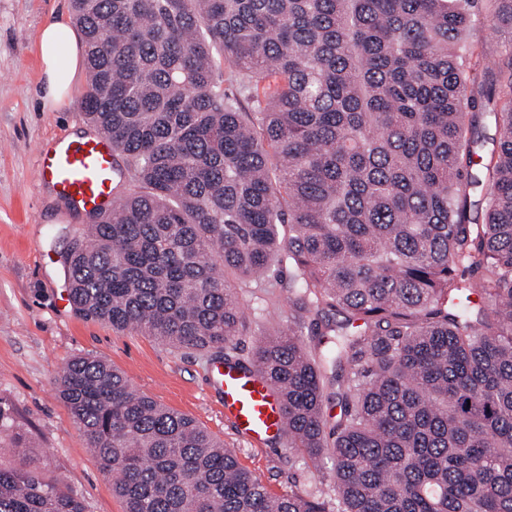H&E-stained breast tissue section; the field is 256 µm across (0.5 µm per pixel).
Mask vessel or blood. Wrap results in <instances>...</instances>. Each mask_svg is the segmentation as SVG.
I'll list each match as a JSON object with an SVG mask.
<instances>
[{"label": "vessel or blood", "instance_id": "1", "mask_svg": "<svg viewBox=\"0 0 512 512\" xmlns=\"http://www.w3.org/2000/svg\"><path fill=\"white\" fill-rule=\"evenodd\" d=\"M114 158L112 142L104 135L61 137L39 150L37 171L60 196L88 212L112 203ZM213 371L224 396V413L239 433L262 443L282 432L281 405L263 372L227 363L216 364Z\"/></svg>", "mask_w": 512, "mask_h": 512}]
</instances>
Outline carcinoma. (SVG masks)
<instances>
[{
  "label": "carcinoma",
  "instance_id": "1",
  "mask_svg": "<svg viewBox=\"0 0 512 512\" xmlns=\"http://www.w3.org/2000/svg\"><path fill=\"white\" fill-rule=\"evenodd\" d=\"M72 5L81 109L123 156L112 212L65 257L74 310L228 364L254 322L286 447L333 463L327 488L274 496L195 419L77 356L59 395L127 512H512V49L470 80L476 0ZM26 448L0 397V456ZM0 512L85 510L0 460ZM480 132L482 135L486 136V139L478 142L477 145H475V151L477 152V155H474V160L478 163V166L476 167L483 169V167L489 164L492 150L495 147L491 139L495 134L493 119H486L482 124Z\"/></svg>",
  "mask_w": 512,
  "mask_h": 512
}]
</instances>
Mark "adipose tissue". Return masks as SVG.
Segmentation results:
<instances>
[{
	"label": "adipose tissue",
	"instance_id": "obj_1",
	"mask_svg": "<svg viewBox=\"0 0 512 512\" xmlns=\"http://www.w3.org/2000/svg\"><path fill=\"white\" fill-rule=\"evenodd\" d=\"M42 63V102L49 108L66 104L69 88L83 59V44L65 19L44 25L38 35Z\"/></svg>",
	"mask_w": 512,
	"mask_h": 512
}]
</instances>
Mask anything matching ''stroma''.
I'll list each match as a JSON object with an SVG mask.
<instances>
[{
    "label": "stroma",
    "mask_w": 512,
    "mask_h": 512,
    "mask_svg": "<svg viewBox=\"0 0 512 512\" xmlns=\"http://www.w3.org/2000/svg\"><path fill=\"white\" fill-rule=\"evenodd\" d=\"M493 10L491 0H480L468 34L473 62L512 46L507 30L489 28ZM71 13L70 0H0V397L32 443L30 462L62 490H77L85 512H126L55 381L66 361L91 354L148 396L195 418L271 494L309 491L328 482L330 462L315 467L288 452L283 440L256 444L237 433L209 376L210 357L114 330L65 304L64 258L86 217L39 180L36 161L39 149L57 137L87 130L78 99L88 75H77L66 107L43 108L36 43L43 25Z\"/></svg>",
    "instance_id": "35a3bbf8"
}]
</instances>
